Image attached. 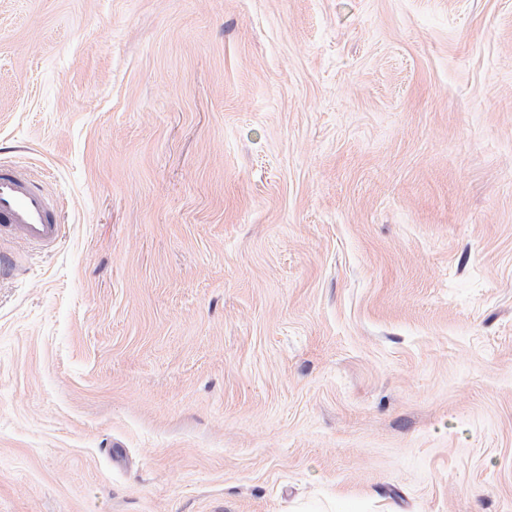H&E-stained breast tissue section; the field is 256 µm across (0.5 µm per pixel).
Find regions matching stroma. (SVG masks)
Instances as JSON below:
<instances>
[{
	"mask_svg": "<svg viewBox=\"0 0 512 512\" xmlns=\"http://www.w3.org/2000/svg\"><path fill=\"white\" fill-rule=\"evenodd\" d=\"M0 512H512V0H0ZM63 224L52 197L19 164L0 162V237L54 248Z\"/></svg>",
	"mask_w": 512,
	"mask_h": 512,
	"instance_id": "1",
	"label": "stroma"
}]
</instances>
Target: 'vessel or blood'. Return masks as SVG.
Instances as JSON below:
<instances>
[{"label": "vessel or blood", "instance_id": "vessel-or-blood-1", "mask_svg": "<svg viewBox=\"0 0 512 512\" xmlns=\"http://www.w3.org/2000/svg\"><path fill=\"white\" fill-rule=\"evenodd\" d=\"M62 233L52 197L24 166L0 162V237L49 249L59 244Z\"/></svg>", "mask_w": 512, "mask_h": 512}]
</instances>
